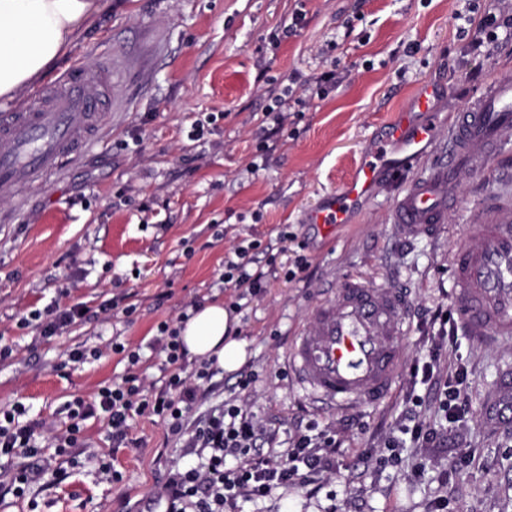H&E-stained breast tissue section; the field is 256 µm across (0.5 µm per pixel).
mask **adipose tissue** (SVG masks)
<instances>
[{
	"label": "adipose tissue",
	"instance_id": "adipose-tissue-1",
	"mask_svg": "<svg viewBox=\"0 0 512 512\" xmlns=\"http://www.w3.org/2000/svg\"><path fill=\"white\" fill-rule=\"evenodd\" d=\"M101 7V0H0V98L44 77ZM234 323L223 301L211 300L182 325L180 340L188 354L232 371L245 358L244 342L229 333Z\"/></svg>",
	"mask_w": 512,
	"mask_h": 512
}]
</instances>
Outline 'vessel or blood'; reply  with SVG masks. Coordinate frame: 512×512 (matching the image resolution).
I'll return each mask as SVG.
<instances>
[{
  "instance_id": "1",
  "label": "vessel or blood",
  "mask_w": 512,
  "mask_h": 512,
  "mask_svg": "<svg viewBox=\"0 0 512 512\" xmlns=\"http://www.w3.org/2000/svg\"><path fill=\"white\" fill-rule=\"evenodd\" d=\"M112 95V62L74 66L34 90L18 108L0 110V195L21 199L35 181L71 166L103 126L101 104ZM438 90L426 86L410 111L390 122L366 148L357 176L308 215L312 224H343L387 173L403 179L392 222L405 234L437 233L455 206L461 178L512 156V68L498 70L467 100L448 128V153L428 172L419 160L436 138ZM453 305L472 341L512 337V204L494 202L467 226L452 261ZM408 299L393 286L360 276L319 303L292 342L287 364L300 388L328 408L375 405L390 393L408 336Z\"/></svg>"
}]
</instances>
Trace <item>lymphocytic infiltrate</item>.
Instances as JSON below:
<instances>
[{
  "label": "lymphocytic infiltrate",
  "instance_id": "lymphocytic-infiltrate-1",
  "mask_svg": "<svg viewBox=\"0 0 512 512\" xmlns=\"http://www.w3.org/2000/svg\"><path fill=\"white\" fill-rule=\"evenodd\" d=\"M342 79L333 68L308 78L299 73L288 76L283 93L259 119L260 124L284 129L296 107L324 98ZM259 241L236 247L224 256L219 280L236 299L259 295L270 278L284 275L302 278L310 267L305 255H296L290 267L270 265L268 270L252 269V250ZM150 348L161 374L159 385H147L139 370L140 354H132L125 373L104 385L93 400L77 396L62 407L63 420L28 417L24 405L0 406V505L21 501L40 484L65 481L77 463L79 448L85 447V423L100 419L112 430L114 448H135L131 422L134 417H155L164 424L167 437L180 444L184 455L196 457L193 466L172 467L157 496L164 512H232L241 499L262 498L273 489L301 484L321 490L320 478L335 470L329 448L336 440L331 432L318 431L309 423L285 452L276 449L277 432L267 428L247 409L241 394L254 383L252 370L237 375L239 396L207 405L216 375L214 361L190 364L179 341L177 324L161 323ZM435 354L416 358L410 366L414 383L439 394V408L452 422L462 411L460 395L449 390L437 365Z\"/></svg>",
  "mask_w": 512,
  "mask_h": 512
}]
</instances>
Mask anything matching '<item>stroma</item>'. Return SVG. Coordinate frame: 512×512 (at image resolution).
<instances>
[{
    "label": "stroma",
    "instance_id": "obj_1",
    "mask_svg": "<svg viewBox=\"0 0 512 512\" xmlns=\"http://www.w3.org/2000/svg\"><path fill=\"white\" fill-rule=\"evenodd\" d=\"M492 10L512 15V0H105L39 86L55 83L78 62L112 59V97L103 128L66 173L35 183L24 212L0 197V404L21 402L52 416L72 397L93 398L100 384L121 376L126 363L112 351L120 340L143 357L142 373L159 371L149 349L158 323L184 304L215 292L226 250L243 241H275L281 230L305 239L312 281L271 280L239 313L237 336L258 378L244 395L251 410L275 426L288 446L300 426L317 421L336 432V470L315 496L292 486L235 512H512V429L495 416L499 386L512 375V339L477 346L461 337L439 353L448 372H466L463 411L443 426L432 396L412 386L409 368L431 344L424 309L450 304L451 261L488 195L512 198V182L496 169L458 188V204L436 235L407 239L391 222L401 184L381 178L349 223L307 224L305 214L350 178L372 134L409 108L428 82L444 87L434 105L436 140L420 161L429 169L448 148V126L470 93L512 66V31L467 51L457 30ZM307 23L291 37L292 12ZM334 61L343 82L292 124L262 139L254 119L267 90L292 72L310 74ZM266 167H246L260 143ZM353 276L390 283L410 295L411 331L399 344L402 365L392 393L377 405L321 409L286 375L285 357L315 307ZM133 295L132 316L100 311L119 289ZM84 304L95 320L51 338L20 318L51 303ZM89 359L65 366L69 349ZM440 446L404 441L401 462L378 463L410 394ZM94 447L69 478L31 490L7 512H141L171 466L186 465L163 424L133 420L140 445L118 453L120 483L100 474L97 458L111 442L105 424L89 420Z\"/></svg>",
    "mask_w": 512,
    "mask_h": 512
}]
</instances>
